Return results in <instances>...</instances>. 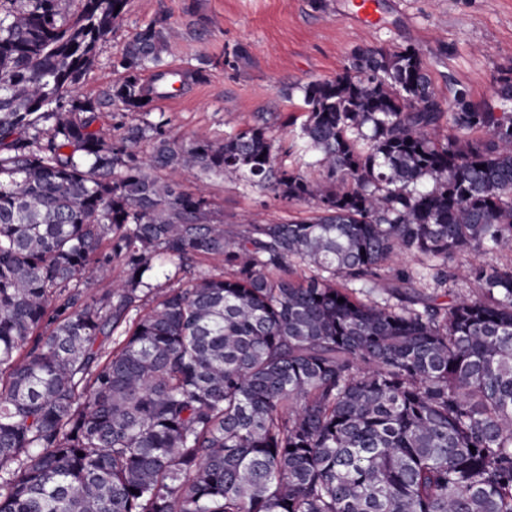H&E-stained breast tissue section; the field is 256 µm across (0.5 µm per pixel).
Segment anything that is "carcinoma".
Listing matches in <instances>:
<instances>
[{
	"instance_id": "cac0c4a2",
	"label": "carcinoma",
	"mask_w": 512,
	"mask_h": 512,
	"mask_svg": "<svg viewBox=\"0 0 512 512\" xmlns=\"http://www.w3.org/2000/svg\"><path fill=\"white\" fill-rule=\"evenodd\" d=\"M62 2L0 0V512H512V266L470 264L476 300L360 298L407 252L443 290L457 257L512 249V67L480 107L443 99L411 43L356 48L300 87L312 180L276 166L264 123L222 143L162 120L105 134L61 95L128 0L69 19ZM175 34L126 44L120 110L182 80L161 69ZM163 172L316 214L229 236ZM211 257L235 272L142 311L156 262ZM114 263L125 278L86 295Z\"/></svg>"
}]
</instances>
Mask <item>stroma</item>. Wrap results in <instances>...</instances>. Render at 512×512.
I'll return each mask as SVG.
<instances>
[{"label": "stroma", "instance_id": "1", "mask_svg": "<svg viewBox=\"0 0 512 512\" xmlns=\"http://www.w3.org/2000/svg\"><path fill=\"white\" fill-rule=\"evenodd\" d=\"M379 22L368 28L351 16L350 0H129L122 22L98 44L93 67L70 88L72 96L98 103L100 123L113 124L104 104L123 73L115 61L147 24L164 19L178 39L165 55L169 68L186 72L174 96L155 103L150 115L130 112L125 125L165 120L180 140L215 142L258 120H267L280 144L278 164L320 180L315 157L299 148L288 117L299 115L300 84L339 73L352 51L364 46L414 44L424 56L436 90L449 96L466 87L476 104L492 103L503 69L512 66V0H376ZM214 216L228 235L245 219L261 224L306 218L310 205L285 203L271 192L233 176L207 178ZM223 258L156 266L157 291L185 286L200 276H227Z\"/></svg>", "mask_w": 512, "mask_h": 512}]
</instances>
